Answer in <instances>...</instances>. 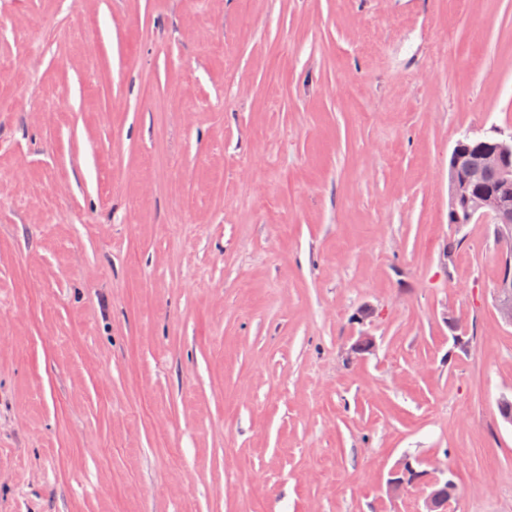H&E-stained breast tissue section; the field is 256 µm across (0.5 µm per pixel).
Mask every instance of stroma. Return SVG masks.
Wrapping results in <instances>:
<instances>
[{"label":"stroma","mask_w":512,"mask_h":512,"mask_svg":"<svg viewBox=\"0 0 512 512\" xmlns=\"http://www.w3.org/2000/svg\"><path fill=\"white\" fill-rule=\"evenodd\" d=\"M0 512H512L463 135L512 0H0ZM374 345L352 353L358 337ZM426 474L424 471H418L412 465L410 460H406L401 467L395 469L391 473V477L388 481L390 490L394 494H401L405 489L415 481L421 479ZM409 476V478H408ZM412 477V479H411ZM447 479H443L441 477L434 478L429 486L430 492L428 493L425 503H424V512H441L446 511L445 508L447 506V502L451 497V494L448 492V498L445 494L444 488H446ZM442 486V489H438V487ZM448 486V483H447Z\"/></svg>","instance_id":"obj_1"}]
</instances>
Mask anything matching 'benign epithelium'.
I'll return each instance as SVG.
<instances>
[{"label":"benign epithelium","mask_w":512,"mask_h":512,"mask_svg":"<svg viewBox=\"0 0 512 512\" xmlns=\"http://www.w3.org/2000/svg\"><path fill=\"white\" fill-rule=\"evenodd\" d=\"M480 217L497 225L503 272L497 282L496 309L501 320L512 326V135L486 142L473 154L460 139L451 151L448 221L470 224ZM424 476L425 472L416 470L407 460L391 473L388 484L398 495ZM444 486L446 480L441 477L430 482L424 512L445 510L448 498L442 490Z\"/></svg>","instance_id":"benign-epithelium-1"}]
</instances>
